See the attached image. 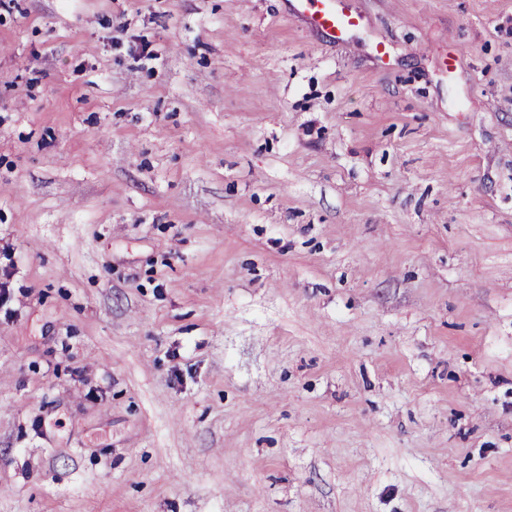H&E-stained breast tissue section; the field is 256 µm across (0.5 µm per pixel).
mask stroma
<instances>
[{
  "instance_id": "35a3bbf8",
  "label": "stroma",
  "mask_w": 512,
  "mask_h": 512,
  "mask_svg": "<svg viewBox=\"0 0 512 512\" xmlns=\"http://www.w3.org/2000/svg\"><path fill=\"white\" fill-rule=\"evenodd\" d=\"M0 0V512H512V0ZM293 14L312 28L324 32L336 42L343 41L355 29L366 25L365 17L352 11L347 0H290Z\"/></svg>"
}]
</instances>
